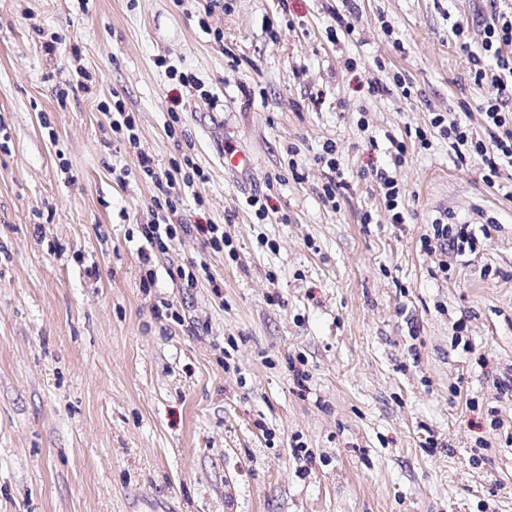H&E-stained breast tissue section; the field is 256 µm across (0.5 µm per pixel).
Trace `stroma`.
I'll use <instances>...</instances> for the list:
<instances>
[{
  "instance_id": "1",
  "label": "stroma",
  "mask_w": 512,
  "mask_h": 512,
  "mask_svg": "<svg viewBox=\"0 0 512 512\" xmlns=\"http://www.w3.org/2000/svg\"><path fill=\"white\" fill-rule=\"evenodd\" d=\"M501 8L0 0V512H512V168L492 187L481 161L407 136L463 103L481 130L496 89L448 31L479 37ZM397 73L410 97L371 93ZM116 97L142 150L208 176L174 223L223 225L236 258L182 236L141 287L134 233L160 192L100 110ZM395 139L402 224L371 180ZM329 141L348 184L332 202ZM265 192L260 224L245 199ZM438 221L489 234L443 273L421 248ZM189 260L211 277L183 288L167 269Z\"/></svg>"
}]
</instances>
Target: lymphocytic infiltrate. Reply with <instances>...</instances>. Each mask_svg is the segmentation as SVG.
Wrapping results in <instances>:
<instances>
[{"mask_svg": "<svg viewBox=\"0 0 512 512\" xmlns=\"http://www.w3.org/2000/svg\"><path fill=\"white\" fill-rule=\"evenodd\" d=\"M512 45V13L494 14L483 28L476 51L469 60L474 65L475 83L491 80L496 87L494 96L485 99L479 106L483 120V132L473 131L465 117L456 114L435 113L428 126L415 130V140L421 148H431V132H438L446 139L458 163L480 158L484 164L483 180L495 184L504 168H512V110L506 100L512 95V57H506L505 47ZM105 119L118 141L129 151L135 152L140 176L150 179L161 191L163 200L151 211L150 220L139 225L138 232L143 241L139 249L142 265L140 282L142 287H153L156 278L153 256L163 252L169 243L179 236L191 232L202 236L207 247L222 251L232 241L224 234L220 224H176L172 217L187 196L195 195L199 182L205 181L203 170L192 156H184L182 163L163 167L154 156L141 151L136 119L127 112L122 103H114ZM476 235L465 224H432L429 234L421 239V246L431 253H440V272H447V255L465 252L474 246Z\"/></svg>", "mask_w": 512, "mask_h": 512, "instance_id": "1", "label": "lymphocytic infiltrate"}]
</instances>
